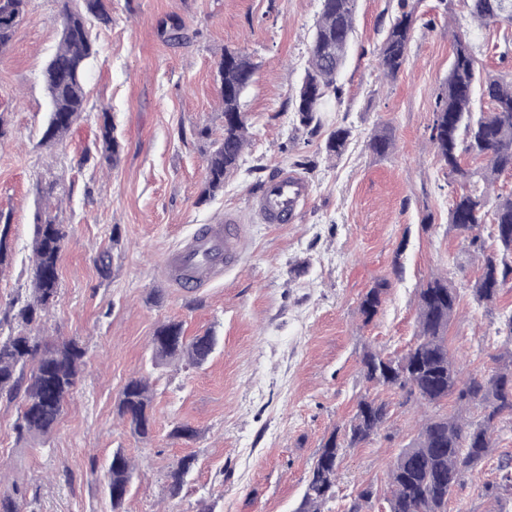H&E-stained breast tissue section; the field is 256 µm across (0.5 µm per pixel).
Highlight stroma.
Segmentation results:
<instances>
[{"label": "stroma", "mask_w": 512, "mask_h": 512, "mask_svg": "<svg viewBox=\"0 0 512 512\" xmlns=\"http://www.w3.org/2000/svg\"><path fill=\"white\" fill-rule=\"evenodd\" d=\"M417 21L409 63L383 78L377 53L398 0H357L355 34L341 74V101L316 135L297 130L290 98L307 66L321 0H112V22L89 20L98 55L86 86L89 110L63 143L41 146L47 96L40 72L57 49V0H33L12 45L0 55V212L10 214L14 259L0 271V311L31 285L36 215L46 210L68 237L59 262L61 292L44 318L53 344L78 339L82 374L47 444L18 438L17 402L0 397V493L27 488L32 512H112L105 472L116 449L134 461L124 512H296L323 440L353 416L367 385L360 356L371 348L396 356L417 332V291L447 274L460 290L448 344L461 374L485 373L499 352L497 314L512 310L503 291L488 313L467 285L480 260L448 224L457 184L429 141L435 95L448 75L454 26L475 46L482 71H512V23L490 28L463 21L460 0H408ZM180 19L182 37L160 33ZM244 48L260 69L245 96L250 143L240 166L214 197L203 195L211 135L222 127L217 62ZM108 110L120 142L116 165L95 149L97 115ZM209 136H200L202 128ZM390 128L394 151L375 154L372 136ZM345 150L324 152L335 129ZM312 169H305V162ZM309 184L295 223L262 222L250 205L281 171ZM61 191L42 200L40 181ZM240 219L244 254L203 287H176L166 259L200 229ZM109 257L110 273L100 272ZM385 283L371 321L363 295ZM186 335L207 331L218 346L202 366L155 365L151 338L165 321ZM149 377L154 427L135 436L117 415L119 393ZM391 418L380 435L344 449L336 497L324 512H346L364 487L365 512H386L387 473L416 434L421 414L450 413L453 403L419 409L397 389H378ZM194 428L193 439L172 437ZM192 470L179 497L167 475L182 458ZM512 457V431L493 457L467 473L448 512H484L479 497Z\"/></svg>", "instance_id": "obj_1"}]
</instances>
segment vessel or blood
<instances>
[{
	"mask_svg": "<svg viewBox=\"0 0 512 512\" xmlns=\"http://www.w3.org/2000/svg\"><path fill=\"white\" fill-rule=\"evenodd\" d=\"M307 198V184L283 172L268 182L255 206L266 223L289 224L294 222ZM236 221V216L227 215L224 224L213 225L176 252L177 266H190L195 270L192 278L181 280V287H192L197 281L206 283L223 274L224 261L235 252L238 243L236 234L229 229Z\"/></svg>",
	"mask_w": 512,
	"mask_h": 512,
	"instance_id": "vessel-or-blood-1",
	"label": "vessel or blood"
}]
</instances>
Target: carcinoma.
<instances>
[{"label":"carcinoma","instance_id":"cac0c4a2","mask_svg":"<svg viewBox=\"0 0 512 512\" xmlns=\"http://www.w3.org/2000/svg\"><path fill=\"white\" fill-rule=\"evenodd\" d=\"M61 39L41 73L50 103L49 120L41 145L51 147L69 133L88 111L86 84L96 49L89 38L87 19L112 22V0H59ZM31 0H0V55L11 45L17 28L29 12ZM408 0H399L398 15L392 20L379 49V65L391 79L409 59L411 33L417 21ZM466 18L481 27L512 23V0H462ZM355 0H322L320 17L309 50L308 67L295 90L294 112L299 127L314 135L322 127V113L331 100H341L339 77L351 48ZM453 60L448 77L435 96L429 126L437 158L448 174L462 182V192L453 196L448 224L483 263L471 292L485 307L496 303L503 289L512 288V191L490 194L489 186L504 172H512V72L482 74L471 43L453 35ZM257 65L244 49L224 50L217 65L221 83L223 131L212 142L206 158L204 195L224 188L238 168L247 145L248 117L242 98L250 86L248 75ZM491 103V109L474 110L475 96ZM350 132L338 129L326 142V151L340 153ZM100 159L112 164L120 145L107 110L99 122ZM392 134H374L370 148L380 156L392 152ZM483 160L477 169H465L461 158ZM11 216L0 212V269L11 264L8 233ZM493 226L495 251L485 253L481 228ZM67 230L51 218L36 215L33 240V280L28 296L12 299L0 317V328L11 326L0 336V396L21 401L16 423L18 436L45 444L54 433L67 399L76 385L85 349L68 339L49 345L33 334L40 329L48 307L60 294L59 261ZM385 285L370 289L359 305L370 321L382 305ZM459 292L448 276L434 277L418 290L416 340L401 356H386L367 349L360 365L363 380L374 387L398 388L419 404L439 406L455 397L457 411L435 414L417 435L400 450L388 473V512H448V495L466 473L484 461L496 445L498 433L512 428V311L503 315L496 336L500 353L496 366L467 380L459 377L448 349V328L456 313ZM153 359L160 364L183 359L199 367L211 356L215 336L206 333L191 339L184 336L182 323L161 325L151 338ZM151 389L147 378L133 377L123 386L117 404L131 431L147 439L152 431L149 414ZM476 409L477 416L465 412ZM390 418L389 403L364 394L353 417L343 430H334L321 446L297 512H322L336 498L341 451L371 442ZM192 459H181L168 475V496L180 495ZM133 477L131 458L118 449L106 472V490L112 512H122ZM374 496L372 487L361 489L347 512H364ZM480 497L490 505L487 512H512V462L499 465L498 480L483 487Z\"/></svg>","mask_w":512,"mask_h":512}]
</instances>
